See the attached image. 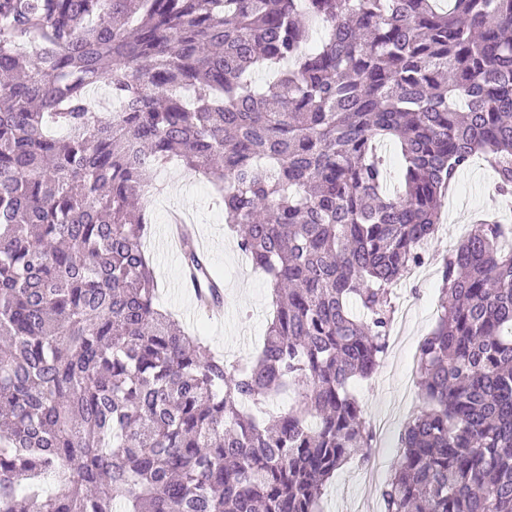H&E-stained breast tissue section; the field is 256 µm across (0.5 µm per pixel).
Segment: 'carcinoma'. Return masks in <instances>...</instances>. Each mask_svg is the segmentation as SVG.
Segmentation results:
<instances>
[{
    "mask_svg": "<svg viewBox=\"0 0 512 512\" xmlns=\"http://www.w3.org/2000/svg\"><path fill=\"white\" fill-rule=\"evenodd\" d=\"M450 2L0 0V512H322L442 193L481 156L512 195V0ZM173 159L270 277L243 363L155 304ZM510 237L444 259L385 512H512Z\"/></svg>",
    "mask_w": 512,
    "mask_h": 512,
    "instance_id": "1",
    "label": "carcinoma"
}]
</instances>
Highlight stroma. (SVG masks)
Here are the masks:
<instances>
[{
	"instance_id": "obj_1",
	"label": "stroma",
	"mask_w": 512,
	"mask_h": 512,
	"mask_svg": "<svg viewBox=\"0 0 512 512\" xmlns=\"http://www.w3.org/2000/svg\"><path fill=\"white\" fill-rule=\"evenodd\" d=\"M156 182L165 191L146 201L150 233L144 248L155 270L158 302L183 319L190 334L200 336L226 361H245L262 345L272 317L270 280L238 249L237 236L225 226L223 207L208 183L174 161L158 170ZM454 188L461 201L457 218L446 222L444 232L428 242L422 272L402 284L399 291L411 309L394 347L372 376L352 386L367 420L376 429L371 455L381 462L378 483L382 486L388 483L399 461L400 435L407 421L423 406L419 390L409 389L408 380L415 373L421 341L438 322L443 259L451 247L474 230V215L496 210L501 200L494 189L492 172L479 161L459 174ZM172 207L184 208L190 222L210 242L208 261L224 281L223 322L201 315L192 321L185 318L194 303L178 288L180 261L166 244V215ZM365 467V462L355 456L337 470L326 485L323 512H357L366 499L371 502L370 512H384L381 495H368L361 481Z\"/></svg>"
}]
</instances>
